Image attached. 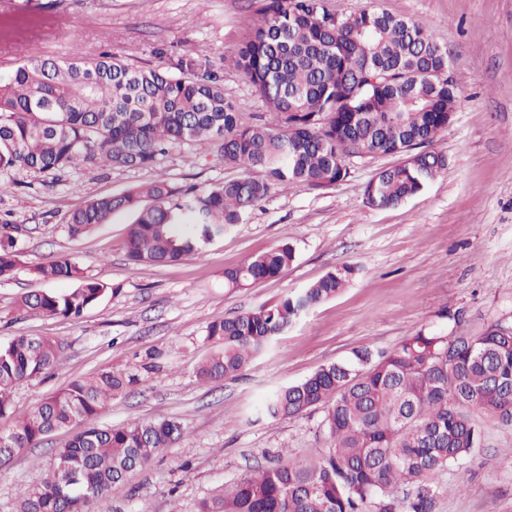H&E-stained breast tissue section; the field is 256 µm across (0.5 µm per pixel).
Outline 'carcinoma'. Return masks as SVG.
Segmentation results:
<instances>
[{
  "label": "carcinoma",
  "mask_w": 512,
  "mask_h": 512,
  "mask_svg": "<svg viewBox=\"0 0 512 512\" xmlns=\"http://www.w3.org/2000/svg\"><path fill=\"white\" fill-rule=\"evenodd\" d=\"M260 22L239 46L235 67L265 103L271 120H243V104L224 95L220 76L191 62L174 74L159 63L132 67L109 52L93 60L27 58L0 85V170L34 173L54 183L91 162L148 169L175 144L218 147L242 175L199 188L165 180L73 210L68 233L81 236L123 210L135 212L126 249L137 263L173 262L224 235L271 190L321 189L349 174L345 161L395 156L371 179V206L398 205L448 168L427 151L448 128L459 101L448 82V52L419 23L385 13L329 14L321 0H262ZM0 225V278L18 264L11 231ZM295 258L285 243L224 270V287L246 288L278 277ZM355 269L342 265L297 295L211 324L221 345L199 377L236 376L305 311L336 296ZM42 281L76 288L20 298L19 310L78 316L106 286L60 257L33 268ZM62 346L19 335L0 347V467L23 448L75 423L84 430L57 451L46 477L26 490L18 512H102L130 476L182 434L175 421L134 420L101 428L108 401L140 382L136 373L102 371L74 381L34 410L13 416L12 394L53 369ZM322 409L329 444L315 461L257 468L198 512H433L438 474L460 467L479 447V419L512 427V325L478 336L420 330L390 352L361 350L320 366L274 391L266 416L290 419Z\"/></svg>",
  "instance_id": "carcinoma-1"
}]
</instances>
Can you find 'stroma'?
<instances>
[{
  "label": "stroma",
  "instance_id": "35a3bbf8",
  "mask_svg": "<svg viewBox=\"0 0 512 512\" xmlns=\"http://www.w3.org/2000/svg\"><path fill=\"white\" fill-rule=\"evenodd\" d=\"M343 15L375 10L422 23L451 57L461 97L447 130L432 143L448 169L416 196L372 207L368 182L391 156L354 158L348 177L312 190L272 191L240 224L177 261H130L122 211L71 237L69 212L94 197L163 179L207 186L234 177L216 147L176 146L150 169L84 162L45 186L25 173L0 172V222L19 225L20 265L0 279V346L15 336H47L65 361L15 389L16 414L36 408L75 380L104 370L133 371L138 384L114 396L96 419L111 427L135 419L174 420L183 434L163 449L104 512H197L258 466L318 458L326 443L321 414L274 420L260 413L272 390L303 381L354 351H388L426 328L476 336L512 324V0H325ZM260 0H0V80L26 55L62 60L103 52L140 67L205 58L245 116L266 109L232 58L259 21ZM294 261L275 279L230 291L224 271L281 244ZM73 257L106 284L78 317L28 316L27 292L46 289L31 270ZM357 273L334 299L292 322L236 377L197 376L216 345L210 324L294 295L337 266ZM458 321H449V313ZM480 448L462 468L439 475L434 512H512V428L481 419ZM57 431L0 467V512H17L20 494L40 483L53 456L77 435Z\"/></svg>",
  "mask_w": 512,
  "mask_h": 512
}]
</instances>
